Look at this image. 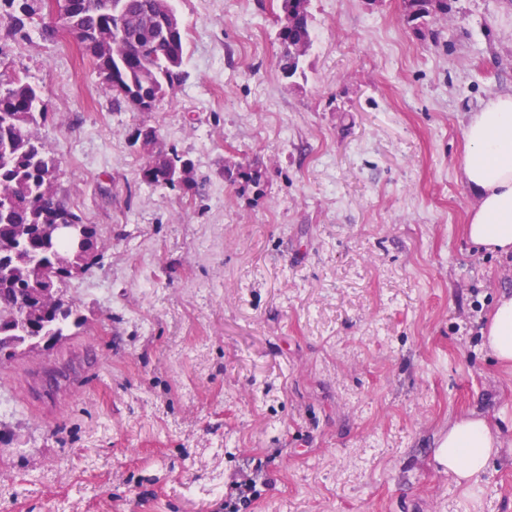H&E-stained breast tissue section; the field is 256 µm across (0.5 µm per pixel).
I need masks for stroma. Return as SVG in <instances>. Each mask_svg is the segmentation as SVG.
<instances>
[{
    "instance_id": "35a3bbf8",
    "label": "stroma",
    "mask_w": 512,
    "mask_h": 512,
    "mask_svg": "<svg viewBox=\"0 0 512 512\" xmlns=\"http://www.w3.org/2000/svg\"><path fill=\"white\" fill-rule=\"evenodd\" d=\"M268 2L172 0L187 76L151 112L66 35L0 47L58 113L39 134L108 246L76 282L87 335L0 371L30 478L0 482V512H224L243 474L272 483L249 512H512V364L482 333L512 256L468 243L459 175L465 123L512 91V0H448L423 35L399 0H311L291 82ZM142 125L199 196L141 184ZM227 160L258 163L263 194ZM471 412L501 445L468 489L432 454ZM219 175L232 186L243 190L252 188L257 194L263 191V173L257 164L225 161Z\"/></svg>"
}]
</instances>
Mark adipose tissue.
Listing matches in <instances>:
<instances>
[{
    "mask_svg": "<svg viewBox=\"0 0 512 512\" xmlns=\"http://www.w3.org/2000/svg\"><path fill=\"white\" fill-rule=\"evenodd\" d=\"M464 153L459 170L477 197L464 226L476 246L512 253V93L490 98L462 129ZM487 344L501 362L512 363V296L502 295L485 331ZM499 444L485 418L454 421L437 448L449 475L476 484Z\"/></svg>",
    "mask_w": 512,
    "mask_h": 512,
    "instance_id": "obj_1",
    "label": "adipose tissue"
}]
</instances>
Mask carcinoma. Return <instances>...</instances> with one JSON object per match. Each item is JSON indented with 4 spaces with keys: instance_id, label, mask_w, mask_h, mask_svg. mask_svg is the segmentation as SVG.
Returning <instances> with one entry per match:
<instances>
[{
    "instance_id": "cac0c4a2",
    "label": "carcinoma",
    "mask_w": 512,
    "mask_h": 512,
    "mask_svg": "<svg viewBox=\"0 0 512 512\" xmlns=\"http://www.w3.org/2000/svg\"><path fill=\"white\" fill-rule=\"evenodd\" d=\"M36 0H0L8 23L5 37L58 34V23L33 9ZM311 0H278L276 42L282 76L303 73L314 43ZM402 20L423 30L448 14V0H400ZM171 0H74L64 25L112 100L139 112L153 111L184 81L185 35ZM40 90L18 73L0 71V366L44 347L80 336L88 318L68 295L72 281L100 265L106 243L60 195L59 162L33 129L56 124ZM143 151L140 182L184 196L199 194L194 163L151 126L136 128ZM224 182L262 192L258 165L224 162ZM78 224L81 243L55 238L54 225Z\"/></svg>"
}]
</instances>
